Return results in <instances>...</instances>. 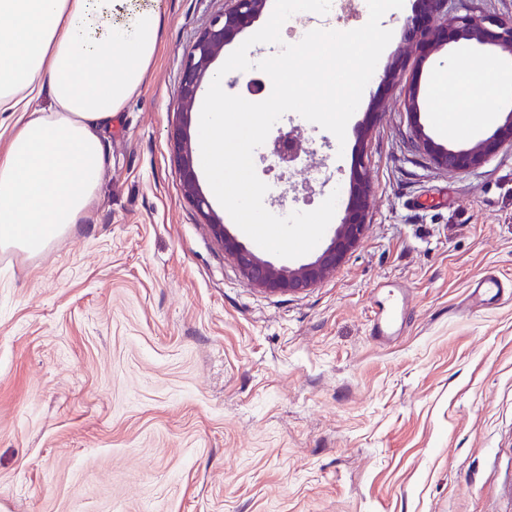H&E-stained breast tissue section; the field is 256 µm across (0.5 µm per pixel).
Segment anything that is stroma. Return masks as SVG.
Here are the masks:
<instances>
[{
    "label": "stroma",
    "mask_w": 512,
    "mask_h": 512,
    "mask_svg": "<svg viewBox=\"0 0 512 512\" xmlns=\"http://www.w3.org/2000/svg\"><path fill=\"white\" fill-rule=\"evenodd\" d=\"M413 7L390 16L345 142L289 112L270 134L303 130L307 154L254 161L298 211L333 193L345 208L367 164L362 239L288 295L252 285L185 198L182 61L224 0H165L87 216L34 259L0 253V512H512V146L472 171L412 144L417 128L442 149L489 137L512 86L493 124L442 128L440 69L504 56L459 34L423 56ZM489 273L505 300L472 299Z\"/></svg>",
    "instance_id": "stroma-1"
}]
</instances>
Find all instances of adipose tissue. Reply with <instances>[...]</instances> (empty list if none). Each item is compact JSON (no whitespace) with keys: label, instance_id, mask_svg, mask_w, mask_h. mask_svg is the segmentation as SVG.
Here are the masks:
<instances>
[{"label":"adipose tissue","instance_id":"obj_1","mask_svg":"<svg viewBox=\"0 0 512 512\" xmlns=\"http://www.w3.org/2000/svg\"><path fill=\"white\" fill-rule=\"evenodd\" d=\"M164 12L161 0H0V113L20 115L0 144V252L39 253L92 206L103 131L145 82ZM444 84L455 128L492 122L497 70L466 62ZM475 97L483 111L469 110Z\"/></svg>","mask_w":512,"mask_h":512}]
</instances>
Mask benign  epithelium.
Wrapping results in <instances>:
<instances>
[{
	"label": "benign epithelium",
	"instance_id": "benign-epithelium-1",
	"mask_svg": "<svg viewBox=\"0 0 512 512\" xmlns=\"http://www.w3.org/2000/svg\"><path fill=\"white\" fill-rule=\"evenodd\" d=\"M265 0H227L224 12L215 16L185 53L178 92L181 117L188 116L198 97L202 80L215 57L241 31L251 26L262 13ZM447 0H419L414 13L405 20L420 51L428 56L448 41V34L461 32L480 44H490L512 59V17L479 18L469 14H448L447 23L434 25L431 19L446 12ZM176 153V175L186 198L204 218L213 236L221 243L243 275L256 287L273 293L296 294L306 291L336 272L346 255L361 240L367 223L368 186L364 156L355 159L351 172L352 191L344 217L336 225L329 243L316 258L295 268L278 267L265 260L230 235L213 213L207 197L198 190V159L188 138L184 121L171 133ZM415 146L427 152L434 163L455 170L478 169L500 150L512 146V113L491 136L463 150L437 149L417 129ZM272 153L284 164L299 158L297 140L291 133L278 136L271 144Z\"/></svg>",
	"mask_w": 512,
	"mask_h": 512
}]
</instances>
